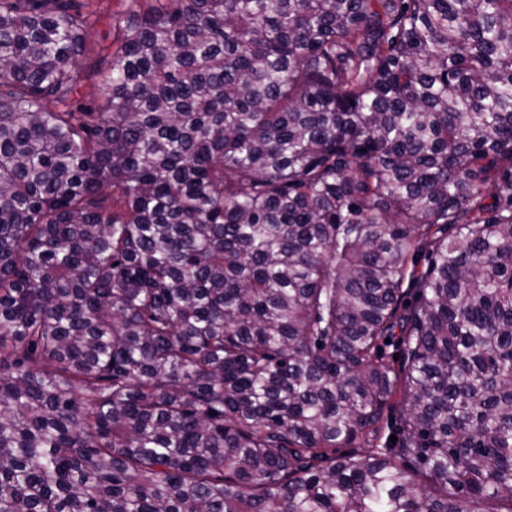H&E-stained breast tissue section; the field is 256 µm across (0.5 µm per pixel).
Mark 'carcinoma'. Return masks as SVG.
Segmentation results:
<instances>
[{"instance_id":"carcinoma-1","label":"carcinoma","mask_w":512,"mask_h":512,"mask_svg":"<svg viewBox=\"0 0 512 512\" xmlns=\"http://www.w3.org/2000/svg\"><path fill=\"white\" fill-rule=\"evenodd\" d=\"M133 2L0 0V512H512V0Z\"/></svg>"}]
</instances>
